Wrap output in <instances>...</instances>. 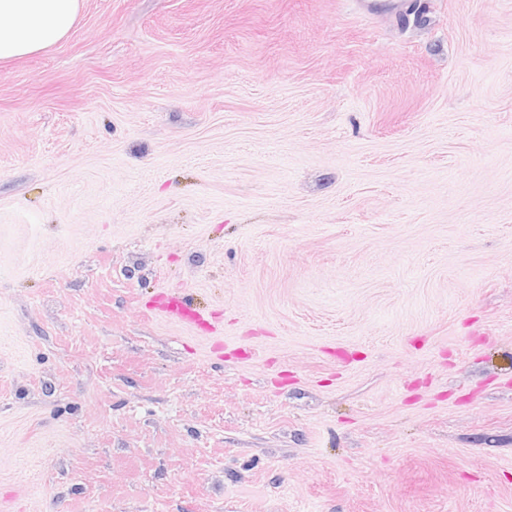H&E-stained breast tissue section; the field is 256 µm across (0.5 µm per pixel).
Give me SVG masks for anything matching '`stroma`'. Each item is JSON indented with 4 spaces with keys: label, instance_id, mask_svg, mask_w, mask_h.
I'll list each match as a JSON object with an SVG mask.
<instances>
[{
    "label": "stroma",
    "instance_id": "1",
    "mask_svg": "<svg viewBox=\"0 0 512 512\" xmlns=\"http://www.w3.org/2000/svg\"><path fill=\"white\" fill-rule=\"evenodd\" d=\"M0 512H512V0H82L0 63ZM164 312L174 320L201 325L203 315L187 291L177 290L164 306Z\"/></svg>",
    "mask_w": 512,
    "mask_h": 512
}]
</instances>
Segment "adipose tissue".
<instances>
[{"mask_svg": "<svg viewBox=\"0 0 512 512\" xmlns=\"http://www.w3.org/2000/svg\"><path fill=\"white\" fill-rule=\"evenodd\" d=\"M81 0H0V62L40 53L72 28Z\"/></svg>", "mask_w": 512, "mask_h": 512, "instance_id": "obj_1", "label": "adipose tissue"}]
</instances>
